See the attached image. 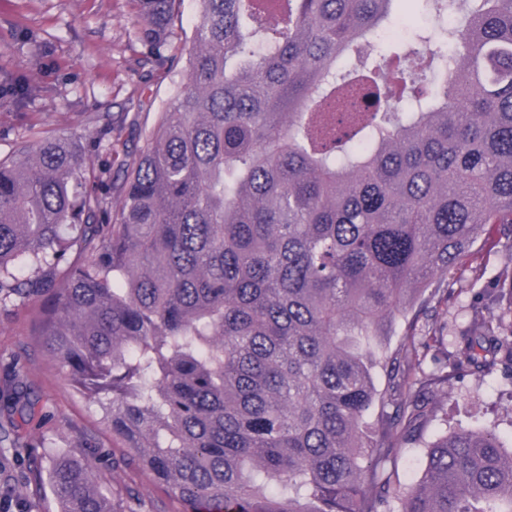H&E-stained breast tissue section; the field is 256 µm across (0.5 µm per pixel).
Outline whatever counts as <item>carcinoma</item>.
<instances>
[{
    "label": "carcinoma",
    "mask_w": 512,
    "mask_h": 512,
    "mask_svg": "<svg viewBox=\"0 0 512 512\" xmlns=\"http://www.w3.org/2000/svg\"><path fill=\"white\" fill-rule=\"evenodd\" d=\"M181 2L132 0L148 61ZM201 3L186 86L114 160L119 209L79 136L0 158V311L34 303L31 335L182 512H386L428 401L512 373L489 305L445 369L423 371L416 329L439 340L463 257L512 225V0ZM400 9L450 24L381 53ZM0 404L38 400L18 382ZM39 484L58 512H124L88 461ZM398 512H512V449L441 436Z\"/></svg>",
    "instance_id": "cac0c4a2"
}]
</instances>
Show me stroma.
<instances>
[{
    "label": "stroma",
    "instance_id": "stroma-1",
    "mask_svg": "<svg viewBox=\"0 0 512 512\" xmlns=\"http://www.w3.org/2000/svg\"><path fill=\"white\" fill-rule=\"evenodd\" d=\"M130 0H0V85L21 83L33 96L25 106L0 96V155L12 153L29 130L84 133L87 170L98 172L112 155L138 151L168 102L187 82L184 65L147 62L132 22ZM111 148L97 145L104 128ZM481 269L465 272L453 287L440 319L442 341L426 352L425 370L445 363L467 328L470 309L486 301L492 286L512 267L507 244H485ZM23 379L39 397L35 420L22 426L18 448L0 447V495L21 512H57L50 493L29 482L32 469L49 467L52 456L92 461L107 476V492L131 489L147 512H178L158 487L133 465L113 469L120 454L99 421L96 403L74 397L58 357L35 347L26 310L0 314V390ZM449 430L497 429L512 435V379L497 369L455 380L448 404ZM423 443L398 450L399 480L390 491L397 512L413 478L425 465Z\"/></svg>",
    "mask_w": 512,
    "mask_h": 512
}]
</instances>
